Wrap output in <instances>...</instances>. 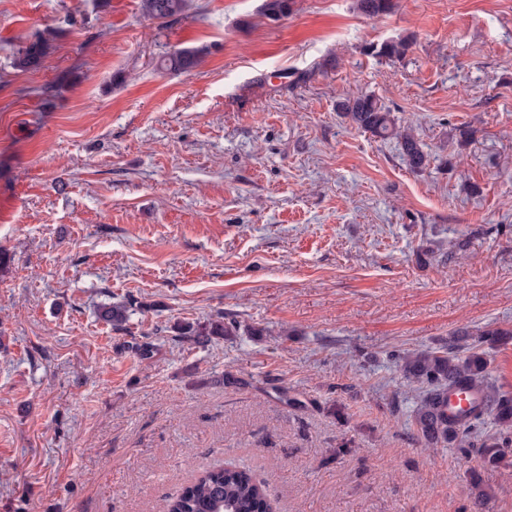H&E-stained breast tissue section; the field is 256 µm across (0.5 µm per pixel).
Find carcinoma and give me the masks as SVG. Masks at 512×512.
<instances>
[{
    "label": "carcinoma",
    "instance_id": "cac0c4a2",
    "mask_svg": "<svg viewBox=\"0 0 512 512\" xmlns=\"http://www.w3.org/2000/svg\"><path fill=\"white\" fill-rule=\"evenodd\" d=\"M293 0H265L263 14L279 20L288 16ZM368 17L390 13L395 0H357ZM188 0H141L144 16L166 27L186 13ZM59 30L50 29L21 47L14 66L26 71L44 63ZM409 37H397L366 48L381 60L402 59L410 46ZM207 46L173 48L162 55L160 68L172 75H184L197 68L208 54ZM336 112L355 128L381 139L394 138L401 156L414 172L428 164L429 154L409 127L401 128L390 110L372 94L361 93L339 102ZM129 305L116 303L100 311L105 322L119 328L128 320ZM237 322L215 320L204 325L179 327L198 347L212 339L234 336ZM512 331L492 328L464 329L453 333L448 344L436 348L406 350L395 355L403 379L414 392L411 423L426 448L448 444L466 453L477 448L480 462L498 466L512 454V394L502 391L489 377L488 350ZM465 386L476 394L472 408L463 415L448 414V392ZM162 512H275L264 485L244 466L225 464L204 470L162 506Z\"/></svg>",
    "mask_w": 512,
    "mask_h": 512
}]
</instances>
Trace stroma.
Listing matches in <instances>:
<instances>
[{"instance_id":"obj_1","label":"stroma","mask_w":512,"mask_h":512,"mask_svg":"<svg viewBox=\"0 0 512 512\" xmlns=\"http://www.w3.org/2000/svg\"><path fill=\"white\" fill-rule=\"evenodd\" d=\"M263 2L162 29L141 0H0V512H160L227 463L277 512H473V468L512 512V465L421 445L392 357L512 330V0ZM400 36L402 60L364 51ZM361 91L424 171L339 117ZM220 316L237 335L175 332ZM59 32V29H50L35 36L18 50L14 66L21 71L42 66ZM208 52L205 45L173 48L162 55L160 68L172 75L189 74L202 63Z\"/></svg>"}]
</instances>
